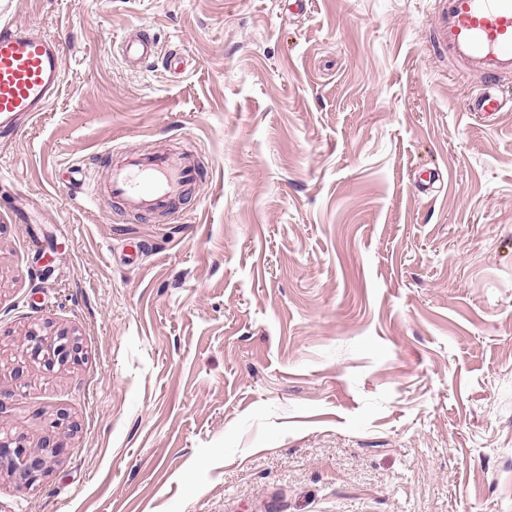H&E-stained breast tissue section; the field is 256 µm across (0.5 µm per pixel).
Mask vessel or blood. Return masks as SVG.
I'll return each mask as SVG.
<instances>
[{
    "instance_id": "obj_1",
    "label": "vessel or blood",
    "mask_w": 512,
    "mask_h": 512,
    "mask_svg": "<svg viewBox=\"0 0 512 512\" xmlns=\"http://www.w3.org/2000/svg\"><path fill=\"white\" fill-rule=\"evenodd\" d=\"M436 40L449 60L483 84L512 78V0H443ZM127 64L140 65L157 54L144 34L125 38ZM63 80L60 43L25 27H0V133L13 119L45 111ZM197 162L179 151L128 152L114 162L107 189L131 214L171 213V202L194 181Z\"/></svg>"
}]
</instances>
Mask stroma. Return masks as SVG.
<instances>
[{"mask_svg":"<svg viewBox=\"0 0 512 512\" xmlns=\"http://www.w3.org/2000/svg\"><path fill=\"white\" fill-rule=\"evenodd\" d=\"M442 7L0 0L64 71L0 135V438L62 447L0 512H512V109ZM170 148L181 222L90 196ZM120 44L124 59L129 65L143 64L158 54L156 42L145 34L125 37ZM65 340V341H64ZM25 352L30 359L37 361L44 366L51 368L56 361L72 360L78 362L82 349L74 339L59 338L56 342L49 343L44 336H39L37 332H29L25 336Z\"/></svg>","mask_w":512,"mask_h":512,"instance_id":"stroma-1","label":"stroma"}]
</instances>
